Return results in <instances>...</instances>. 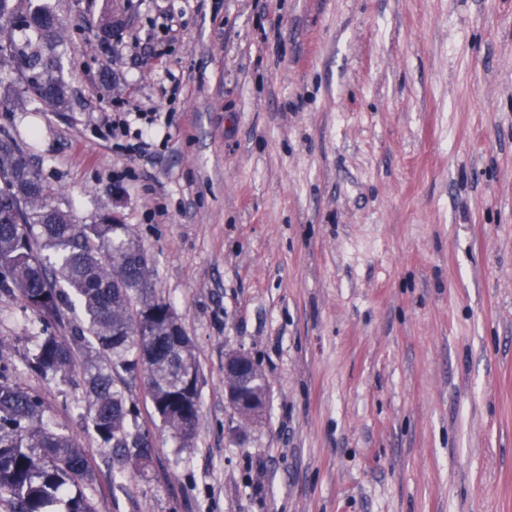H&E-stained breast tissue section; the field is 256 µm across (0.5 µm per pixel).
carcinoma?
<instances>
[{
	"label": "carcinoma",
	"mask_w": 512,
	"mask_h": 512,
	"mask_svg": "<svg viewBox=\"0 0 512 512\" xmlns=\"http://www.w3.org/2000/svg\"><path fill=\"white\" fill-rule=\"evenodd\" d=\"M30 33L17 40L15 31ZM64 28L38 0H0V90L18 84L31 100L62 108L68 87L56 46ZM52 189L30 165L10 133H0V290L18 293L43 324L27 367L47 380H69L78 353L103 358L83 371L85 411L112 471L145 476L153 442L138 423L128 396L138 377L147 381L155 413L183 446L195 438L199 394L183 374L198 369L194 345L176 313L158 296L154 270L138 242L108 213L76 224L48 204ZM78 300L83 320L71 335L52 328ZM16 370L0 365V512H94L86 489L94 473L85 450L45 419L41 395L23 387ZM264 397L254 368L242 385Z\"/></svg>",
	"instance_id": "cac0c4a2"
}]
</instances>
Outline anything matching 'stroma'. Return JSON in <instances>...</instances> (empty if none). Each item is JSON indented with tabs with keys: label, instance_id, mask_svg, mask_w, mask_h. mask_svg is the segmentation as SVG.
<instances>
[{
	"label": "stroma",
	"instance_id": "obj_1",
	"mask_svg": "<svg viewBox=\"0 0 512 512\" xmlns=\"http://www.w3.org/2000/svg\"><path fill=\"white\" fill-rule=\"evenodd\" d=\"M48 2L68 105L11 92L0 132L75 223L117 213L200 375L187 447L133 382L153 465L113 473L0 291V364L85 449L96 512H512V0ZM137 106L150 156L112 135ZM232 352L267 384L250 420ZM252 365L242 354L227 355L224 359L225 391L229 403L238 413L247 411L252 415H258L263 410L262 402L257 399H246L237 382L244 372L253 369ZM252 415L244 417L249 419Z\"/></svg>",
	"mask_w": 512,
	"mask_h": 512
}]
</instances>
